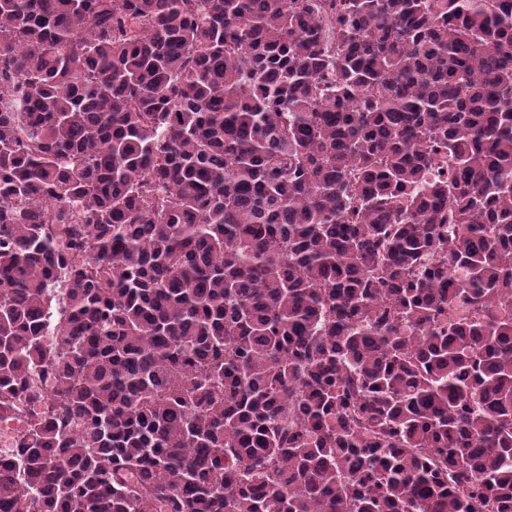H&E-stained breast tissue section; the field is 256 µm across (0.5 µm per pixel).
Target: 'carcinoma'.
<instances>
[{
    "label": "carcinoma",
    "mask_w": 512,
    "mask_h": 512,
    "mask_svg": "<svg viewBox=\"0 0 512 512\" xmlns=\"http://www.w3.org/2000/svg\"><path fill=\"white\" fill-rule=\"evenodd\" d=\"M0 512H512V0H0Z\"/></svg>",
    "instance_id": "cac0c4a2"
}]
</instances>
